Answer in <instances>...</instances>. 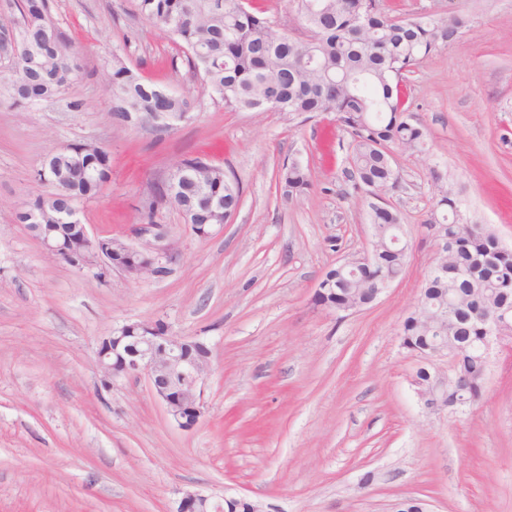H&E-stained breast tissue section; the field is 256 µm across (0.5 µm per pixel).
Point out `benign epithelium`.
<instances>
[{
	"mask_svg": "<svg viewBox=\"0 0 512 512\" xmlns=\"http://www.w3.org/2000/svg\"><path fill=\"white\" fill-rule=\"evenodd\" d=\"M29 231L42 247L60 261L79 271L90 267L120 270L127 276L160 279L177 261L178 253L162 224H138L133 228L135 241L129 242L107 235L90 233L71 209L65 224H29ZM485 324L486 345L508 340L509 324L500 311L481 312ZM97 363L105 380L119 376L148 378L154 395L165 406L171 418L181 427L194 426L203 414V380L210 365V350L200 340H188L157 332L152 322H131L103 338L97 351ZM438 378L428 388H419L424 405L440 409L448 393V385L462 391L470 384L467 376L437 371ZM177 512H261L259 506L244 498L224 497L215 504L210 497L188 492Z\"/></svg>",
	"mask_w": 512,
	"mask_h": 512,
	"instance_id": "benign-epithelium-1",
	"label": "benign epithelium"
}]
</instances>
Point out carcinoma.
I'll return each mask as SVG.
<instances>
[{
  "label": "carcinoma",
  "instance_id": "obj_1",
  "mask_svg": "<svg viewBox=\"0 0 512 512\" xmlns=\"http://www.w3.org/2000/svg\"><path fill=\"white\" fill-rule=\"evenodd\" d=\"M293 2L306 31L303 38L270 31V21L239 8L237 0H132V7L179 43L189 66L225 108L263 112L273 100L277 111L304 121L319 112L336 113L353 139L351 178L372 196L385 195L395 189L398 174L378 144L411 152L428 145L426 130L405 118L403 74L458 33L462 22L450 17L409 25L389 14L385 0ZM18 10L21 26L0 22V77L9 107L25 112L66 93L80 70L79 51L41 0H18ZM103 87L112 98V123L119 127L154 123L160 112L180 117L190 111L187 97L143 82L117 54L104 73ZM173 169L188 179L177 181L178 197L170 204L193 224H211L218 222L211 202L219 197L224 199V221H230L241 200L237 180L225 179L224 169L204 157L184 158ZM110 174L107 151L90 153L83 144L71 143L67 152L52 154L37 170V180L53 191L26 200L24 209L15 211V221L28 223V212L34 211L40 223L58 224L66 204L97 196ZM276 180L289 200L304 196L310 187L308 172L297 162L282 165ZM433 186L441 216H433L429 227L453 254L454 265L446 274L428 272L419 300L442 309L446 317L437 331L411 312L400 336L402 346L423 360L431 338L442 335L441 349L453 360L454 372L473 375L466 397L448 389V408L456 410L483 397L486 332L468 315L512 305V252L501 246L495 232L462 221L441 175L433 176ZM369 220L376 225L379 260L365 267L354 256L345 268L331 269L327 276H336V287L315 293L316 305L330 310L362 304L369 299L370 285L402 273L405 263L386 250L393 237L403 236L397 214L372 204Z\"/></svg>",
  "mask_w": 512,
  "mask_h": 512
}]
</instances>
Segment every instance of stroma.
<instances>
[{
  "label": "stroma",
  "instance_id": "obj_1",
  "mask_svg": "<svg viewBox=\"0 0 512 512\" xmlns=\"http://www.w3.org/2000/svg\"><path fill=\"white\" fill-rule=\"evenodd\" d=\"M389 3L463 26L407 74L428 148L392 162L399 186L386 200L407 233L404 270L380 301L339 316L313 295L326 271L371 252L372 198L353 187L351 136L335 113L302 123L230 111L130 0H49L82 71L55 103H0V512H176L188 492L263 512H390L406 498L430 512H512V346L493 347L477 405L432 411L400 338L436 258L433 173L512 250V0ZM116 54L188 96L189 119L114 126L101 75ZM74 142L111 154L110 181L77 205L95 233L130 237L152 184L201 153L238 179L240 206L207 238L161 209L179 251L164 279L77 271L14 220L51 190L36 170ZM293 161L311 188L291 201L275 175ZM131 321L207 344L194 428L170 418L145 377L104 379L99 342Z\"/></svg>",
  "mask_w": 512,
  "mask_h": 512
}]
</instances>
